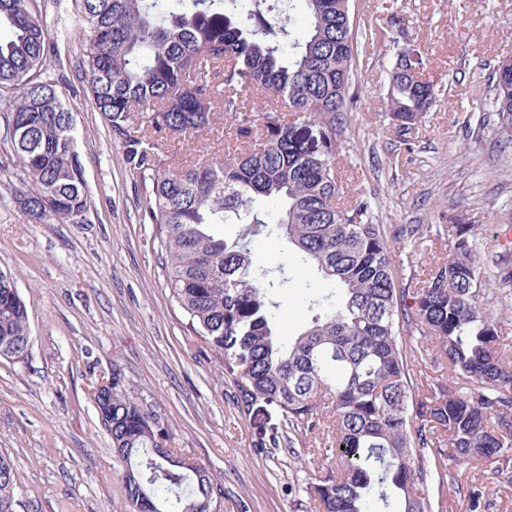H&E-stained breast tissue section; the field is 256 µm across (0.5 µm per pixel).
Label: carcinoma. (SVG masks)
<instances>
[{
  "instance_id": "cac0c4a2",
  "label": "carcinoma",
  "mask_w": 512,
  "mask_h": 512,
  "mask_svg": "<svg viewBox=\"0 0 512 512\" xmlns=\"http://www.w3.org/2000/svg\"><path fill=\"white\" fill-rule=\"evenodd\" d=\"M89 29L85 65L94 105L121 141L126 165L153 182L145 217L157 225L172 297L186 313L187 346L232 378L242 412L280 406L289 431H320L336 470L306 487L314 512H433L453 467L512 464V345L484 303L472 224H437L447 257L412 288L394 274L396 249L423 251L425 224L376 223L371 201L342 198L338 128L352 100L358 41L349 0H302L293 29L267 0H81ZM0 110L22 180L16 203L37 222L81 224L92 202L74 146L73 116L48 60L51 31L36 0H0ZM496 112L512 132V60L494 68ZM435 102L415 62L396 58L385 104L396 133ZM224 113V153L162 167L169 135L199 139ZM259 199L279 203L261 212ZM240 225L227 239L216 227ZM284 239L325 282L306 323L280 334L282 297L294 281L283 263L258 266L252 243ZM0 276V349L27 358L21 297ZM439 367V377L422 366ZM93 401L122 463L133 512H222L224 487L173 448L157 407L128 392L119 369ZM17 482L0 453V512ZM467 512H487L479 483Z\"/></svg>"
}]
</instances>
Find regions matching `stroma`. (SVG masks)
Returning <instances> with one entry per match:
<instances>
[{"label": "stroma", "mask_w": 512, "mask_h": 512, "mask_svg": "<svg viewBox=\"0 0 512 512\" xmlns=\"http://www.w3.org/2000/svg\"><path fill=\"white\" fill-rule=\"evenodd\" d=\"M49 25L68 29L55 51L57 89L74 111L76 149L93 207L83 224L34 221L16 204L22 183L0 118V271L27 308L31 346L0 357V452L16 471V512H131L91 388L120 369L129 390L160 408L171 447L224 486L223 512H308L301 485L334 467L311 437L273 448L286 424L260 401L239 413L219 363L187 348L186 316L173 300L165 252L144 208L151 180L130 171L123 149L87 94L88 29L77 0H38ZM354 30L398 26L418 55L436 103L400 136L384 97L394 57L386 40L363 41L352 70L354 104L339 135L345 182L374 203L378 223L471 224L479 238L499 335L512 340V284L496 260L512 248V136L493 106L491 75L512 58V0H350ZM400 165L388 167V157ZM483 483L492 512H512V475L486 461L455 472Z\"/></svg>", "instance_id": "stroma-1"}]
</instances>
